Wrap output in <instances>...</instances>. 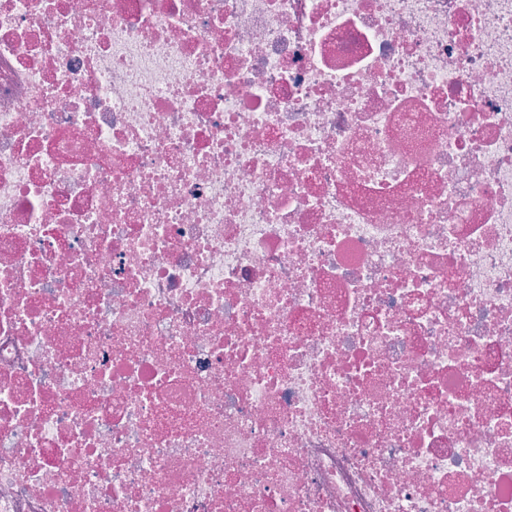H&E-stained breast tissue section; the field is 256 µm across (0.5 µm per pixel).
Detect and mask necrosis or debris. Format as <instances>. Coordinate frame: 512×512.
I'll list each match as a JSON object with an SVG mask.
<instances>
[{"label":"necrosis or debris","instance_id":"obj_1","mask_svg":"<svg viewBox=\"0 0 512 512\" xmlns=\"http://www.w3.org/2000/svg\"><path fill=\"white\" fill-rule=\"evenodd\" d=\"M0 512H512V0H0Z\"/></svg>","mask_w":512,"mask_h":512}]
</instances>
